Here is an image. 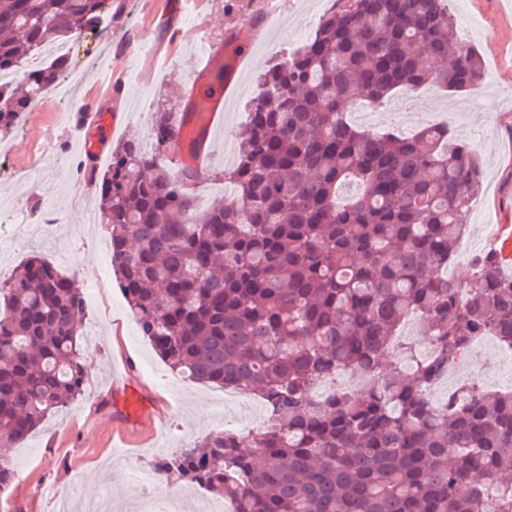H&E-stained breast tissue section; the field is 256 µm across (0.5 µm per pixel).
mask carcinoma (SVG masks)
<instances>
[{
    "label": "carcinoma",
    "mask_w": 512,
    "mask_h": 512,
    "mask_svg": "<svg viewBox=\"0 0 512 512\" xmlns=\"http://www.w3.org/2000/svg\"><path fill=\"white\" fill-rule=\"evenodd\" d=\"M106 15L107 0H0V70L19 72L0 85V141L69 69L60 57L25 70L29 58L79 27L110 38ZM482 73L447 0H331L314 37L259 76L231 167L173 168L187 113L162 103L150 148L112 150L97 212L139 332L171 371L249 392L269 418L159 459L157 475L232 512H482L491 486L512 490V392L425 393L477 339L512 348L497 253L448 279L482 183L477 150L446 125L406 136L347 119L400 91L476 89ZM216 178L231 193L198 210ZM83 315L77 277L39 255L0 280V449L81 395ZM410 318L431 355L400 340ZM343 373L366 385L314 398ZM13 475L0 452V489Z\"/></svg>",
    "instance_id": "obj_1"
}]
</instances>
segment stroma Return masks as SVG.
I'll use <instances>...</instances> for the list:
<instances>
[{
	"label": "stroma",
	"mask_w": 512,
	"mask_h": 512,
	"mask_svg": "<svg viewBox=\"0 0 512 512\" xmlns=\"http://www.w3.org/2000/svg\"><path fill=\"white\" fill-rule=\"evenodd\" d=\"M117 2L111 41L90 32L69 55L71 68L83 79L73 89L67 112L42 101L0 145V212L14 215L12 223H0V252L6 256L1 266L13 270L36 252L65 274L76 275L86 301L81 330L99 334L83 396L47 417L39 432L13 453L12 512H53L51 501L40 491L44 485L86 498L110 494L113 512H196L199 501L207 497L205 491L158 477L146 492L128 479L127 466L149 464L158 455L230 426L245 433L256 428L252 402L225 401L222 390L173 374L141 336L110 267L108 233L102 224L86 223L83 211L73 204L71 177L60 152L66 148L76 160L84 159L74 129L95 85L100 88V108L111 111L133 99L143 104L142 111L123 112L112 133H98L103 154H110L118 140L146 137L158 97L180 100L182 81L198 64L204 41L223 37L228 55L246 48L252 52L236 73L224 127L211 137L210 164L223 167L246 120L244 106L255 92L257 74L273 58L302 46L329 2L286 0L271 23L266 20V0H205L200 8L185 13L176 12L171 0ZM448 8L457 18L461 37L482 55L483 97L439 89L409 100L397 94L382 120L404 134L414 133L425 122H442L454 137L479 149L487 176L472 203L466 234L468 250L479 254L499 249L496 227L512 225V0H448ZM113 84L119 92L115 101L109 97ZM50 206L60 219L56 236H29L28 225L39 223ZM122 350L131 358L135 382L148 386L160 400V409L147 410L146 415L166 436L159 447L137 450L123 467L113 465L111 453L101 450L112 438L111 412L92 410Z\"/></svg>",
	"instance_id": "obj_1"
}]
</instances>
